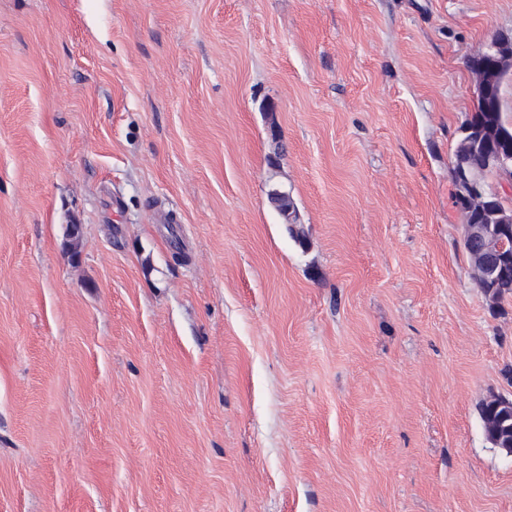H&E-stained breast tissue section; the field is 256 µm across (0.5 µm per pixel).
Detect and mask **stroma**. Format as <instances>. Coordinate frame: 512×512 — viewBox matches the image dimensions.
<instances>
[{
    "label": "stroma",
    "mask_w": 512,
    "mask_h": 512,
    "mask_svg": "<svg viewBox=\"0 0 512 512\" xmlns=\"http://www.w3.org/2000/svg\"><path fill=\"white\" fill-rule=\"evenodd\" d=\"M510 30L512 0H0V512H512L479 416L512 301L451 179Z\"/></svg>",
    "instance_id": "obj_1"
}]
</instances>
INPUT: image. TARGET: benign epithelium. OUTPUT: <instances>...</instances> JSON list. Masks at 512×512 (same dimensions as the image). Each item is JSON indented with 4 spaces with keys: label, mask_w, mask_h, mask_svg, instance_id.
<instances>
[{
    "label": "benign epithelium",
    "mask_w": 512,
    "mask_h": 512,
    "mask_svg": "<svg viewBox=\"0 0 512 512\" xmlns=\"http://www.w3.org/2000/svg\"><path fill=\"white\" fill-rule=\"evenodd\" d=\"M469 72L478 106L495 85L512 77V32L496 34L486 50L471 57ZM488 143L490 151L484 156L481 172L461 171L456 176V208L463 219L464 241L470 249L475 279L490 276L507 281L512 278V250L506 247V239L512 238V125L490 130ZM484 173L503 179L501 188H489L482 180ZM490 207L494 208V226L473 223L474 214ZM486 438L512 457V437L494 430L486 433Z\"/></svg>",
    "instance_id": "1"
}]
</instances>
